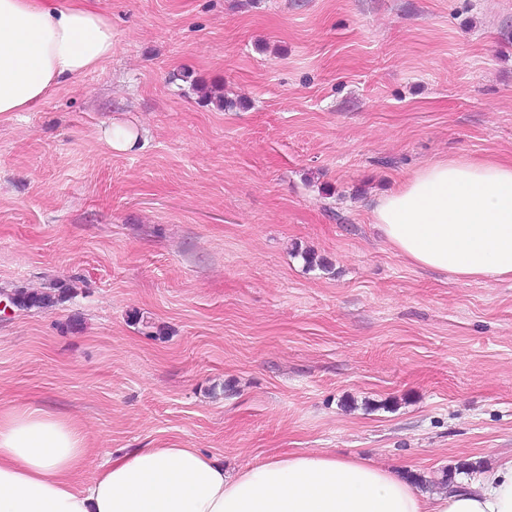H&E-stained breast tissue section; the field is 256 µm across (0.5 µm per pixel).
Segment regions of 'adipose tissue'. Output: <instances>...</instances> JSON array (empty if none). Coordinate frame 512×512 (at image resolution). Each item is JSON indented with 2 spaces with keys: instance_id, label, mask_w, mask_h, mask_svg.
Returning a JSON list of instances; mask_svg holds the SVG:
<instances>
[{
  "instance_id": "adipose-tissue-1",
  "label": "adipose tissue",
  "mask_w": 512,
  "mask_h": 512,
  "mask_svg": "<svg viewBox=\"0 0 512 512\" xmlns=\"http://www.w3.org/2000/svg\"><path fill=\"white\" fill-rule=\"evenodd\" d=\"M111 55L112 19L88 0H0V115L34 111ZM371 222L413 266L461 283L512 279V158L428 163L378 199ZM0 512H512V456L453 492L330 451L228 476L199 448L99 457L80 421L11 406L0 408Z\"/></svg>"
}]
</instances>
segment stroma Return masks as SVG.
Here are the masks:
<instances>
[{
	"label": "stroma",
	"instance_id": "obj_1",
	"mask_svg": "<svg viewBox=\"0 0 512 512\" xmlns=\"http://www.w3.org/2000/svg\"><path fill=\"white\" fill-rule=\"evenodd\" d=\"M95 2L111 58L0 118V290L59 297L0 316V405L230 474L329 448L432 492L511 456L512 280L414 268L370 211L512 157V0ZM103 141L107 148L113 152H128L132 150L140 138L137 128L112 124L103 130Z\"/></svg>",
	"mask_w": 512,
	"mask_h": 512
}]
</instances>
